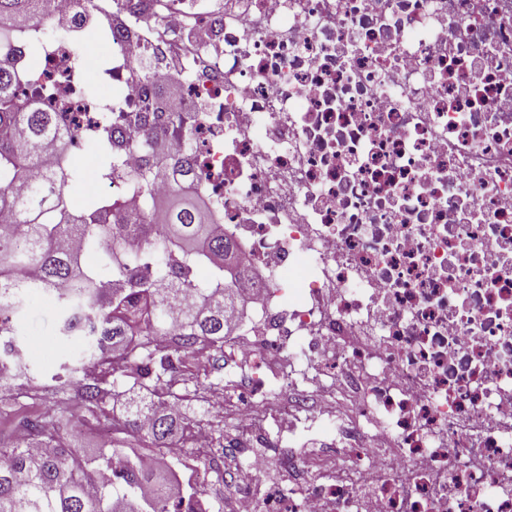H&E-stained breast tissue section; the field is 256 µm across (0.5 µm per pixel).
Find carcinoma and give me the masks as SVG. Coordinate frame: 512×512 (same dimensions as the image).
Segmentation results:
<instances>
[{
  "label": "carcinoma",
  "mask_w": 512,
  "mask_h": 512,
  "mask_svg": "<svg viewBox=\"0 0 512 512\" xmlns=\"http://www.w3.org/2000/svg\"><path fill=\"white\" fill-rule=\"evenodd\" d=\"M50 6L51 0H0V41L37 23ZM68 140L56 113L20 107L14 75L0 67V212L10 220L0 224V383L27 382L20 395L0 397V410L20 396L32 401L43 396L44 386L34 383L25 345L13 327L28 296H53L60 337L79 340L83 349L82 361L66 359L52 376L54 390L63 395L70 381L82 382L70 419L48 407L38 417L17 421L41 440L39 452L0 442V452L9 455L0 465V512H184L183 499L162 470L144 468L121 441L85 455L69 431L107 414L120 384L131 393L122 426L134 428L146 450L168 447L177 429L191 425L186 417L178 421L170 415L161 391L177 382L176 365L197 340H206L213 356L224 354L231 333L225 313L235 299V283L224 280V259L234 255V245L212 211L187 202L194 195L188 187L194 148L162 162L156 150L161 136L133 141L145 156L143 168L131 175L145 197L144 213L135 217L110 197L82 211L69 208L66 190L80 173L66 162ZM95 144L106 161L101 178L109 181L120 159L107 116ZM156 184L168 186L183 202L159 210L152 192ZM130 223L143 242L137 253L121 246V231ZM73 235L105 253L106 276L83 265L82 253L69 245ZM204 264L211 268L207 283L196 279ZM164 331L172 334V345L158 350L151 336ZM137 334L145 341L135 357L146 367L133 362L105 375L89 371L99 355L125 353Z\"/></svg>",
  "instance_id": "carcinoma-1"
}]
</instances>
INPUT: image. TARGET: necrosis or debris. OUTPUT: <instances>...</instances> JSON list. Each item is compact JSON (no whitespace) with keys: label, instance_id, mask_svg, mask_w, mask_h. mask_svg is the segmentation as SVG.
I'll return each instance as SVG.
<instances>
[{"label":"necrosis or debris","instance_id":"1","mask_svg":"<svg viewBox=\"0 0 512 512\" xmlns=\"http://www.w3.org/2000/svg\"><path fill=\"white\" fill-rule=\"evenodd\" d=\"M170 4L192 23L165 40L116 27L76 66L46 39L39 71L11 69L75 144L106 115L135 138L174 45L196 42L157 124L196 145L195 189L257 301L224 353L250 370L222 400L252 451L236 512H512V0ZM93 75L112 99L87 95ZM142 164L124 150L111 182L137 212ZM326 415L335 450L268 485L281 423L314 435ZM189 439L211 451L204 427ZM148 458L200 487L220 465Z\"/></svg>","mask_w":512,"mask_h":512}]
</instances>
